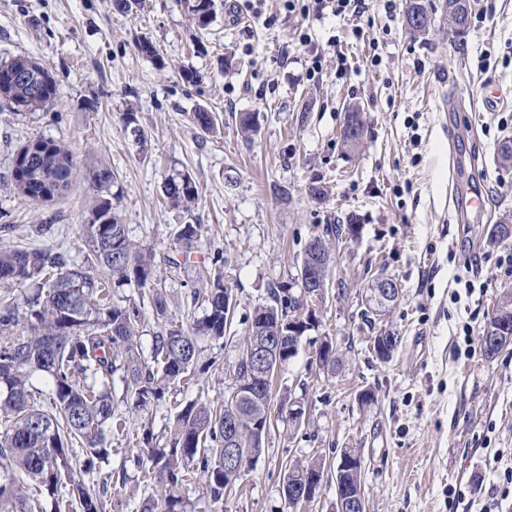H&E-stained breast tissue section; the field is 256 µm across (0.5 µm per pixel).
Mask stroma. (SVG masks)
<instances>
[{
	"label": "stroma",
	"instance_id": "1",
	"mask_svg": "<svg viewBox=\"0 0 512 512\" xmlns=\"http://www.w3.org/2000/svg\"><path fill=\"white\" fill-rule=\"evenodd\" d=\"M214 3L201 28L185 0H134L126 13L112 0H0V61L43 62L57 89L56 105L44 111L20 114L0 102V250L39 248L93 267L81 226L97 195L91 173L105 165L117 179L115 211L129 239L153 253L169 306L162 321L143 306L142 349L161 328L203 316L198 293L207 278L232 284L240 304L228 335L199 340L208 372L171 385L167 401L140 411L122 382L112 383L116 414L161 432L172 426L176 402L223 396L246 315L296 275L308 240L327 224L355 225L356 236L336 252L315 327L278 375L277 397L304 405L301 424L279 415L265 453L223 501L201 482L184 485L187 512H335L333 479L293 509L283 478L292 461L318 453L334 463L347 448L364 458L367 512H449L452 487L462 496L458 512H484L494 498L512 512L492 460L512 449V344L489 359L480 346L466 348L462 333L466 323L482 333L512 291V266L499 261L505 244L490 237L498 217L512 213V169L497 160L502 140L512 138V0H475L459 39L439 14L426 33L411 32L406 0H369L358 21L308 20L266 0L276 17L268 28L247 11L229 18L226 0ZM304 33L309 43H301ZM143 40L157 58L138 50ZM314 48L324 63L311 82L305 62ZM184 68L203 81H181ZM490 90L498 93L491 106ZM451 99L460 108L448 113ZM350 105L361 107L366 127L353 150L341 138ZM201 109L217 116L213 132L195 123ZM127 112L140 135L125 127ZM242 112L259 118L249 139L238 128ZM39 138L73 154L71 189L47 202L21 196L13 178L17 151ZM182 173L199 188L188 210L164 196L166 179ZM315 186L325 199L312 195ZM474 188L489 199L484 215L456 221L455 207ZM186 224L199 225L200 237L176 267V233ZM380 271L398 281L400 297L371 324L361 316L362 295ZM389 329L401 344L382 362L367 339ZM327 338L341 359L332 375L312 362L315 343ZM367 389L376 402L365 408L358 396ZM107 440L105 512H138L159 488L128 462L126 435L112 431Z\"/></svg>",
	"mask_w": 512,
	"mask_h": 512
}]
</instances>
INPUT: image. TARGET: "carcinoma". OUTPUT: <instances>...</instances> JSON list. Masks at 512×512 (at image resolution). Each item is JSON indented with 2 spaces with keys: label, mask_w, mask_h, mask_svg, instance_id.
<instances>
[{
  "label": "carcinoma",
  "mask_w": 512,
  "mask_h": 512,
  "mask_svg": "<svg viewBox=\"0 0 512 512\" xmlns=\"http://www.w3.org/2000/svg\"><path fill=\"white\" fill-rule=\"evenodd\" d=\"M188 11L201 27L213 18V0H188ZM443 14L452 13L458 27L454 36L465 35L472 11L470 0H441ZM27 79H14V71ZM0 83L7 85L16 112L50 108L56 101L53 76L42 63L17 56L0 63ZM71 175L72 159L62 144L51 142L48 156L38 153L25 157L28 173L15 179L16 189L29 199L43 190L41 172L47 164ZM95 185L110 192L112 171L103 166L92 172ZM165 196L175 207L190 208L199 190L188 174L169 178ZM84 234L93 247L101 272L113 284H135L146 290L153 302L156 319L167 318V304L158 292L157 274L151 251L133 243L125 225L119 223L112 199L100 197L91 206ZM352 224H328L323 233L311 237L316 245L306 244L297 274L314 267L320 275L314 289L323 291L334 262V243L354 236ZM198 238V225L185 224L177 233L182 248L190 250ZM35 281L41 283L30 300V333H17L15 308L0 311V512H33L39 502L23 495L27 482L52 498L53 512L79 507L81 512H103L99 493L87 486L84 476L99 472L100 464L112 453L104 429L112 426L126 431L127 421L116 417L112 404V377L122 373L126 395L134 408L164 400L169 386L184 378L208 371L211 363L200 362L198 339L224 337L234 319L224 304V290L230 284L216 277L205 289L207 310L203 318L187 328L163 329L153 336L150 356L142 357L138 348L142 316L135 305H121L104 299L103 280L81 267H70L62 256L42 249L0 251V284ZM300 278L271 289V303L256 307L247 317L240 348L252 339L262 338L278 324L297 320L303 331L314 327L304 313ZM508 322L512 329V293L504 294L489 325ZM326 351L319 354V369L336 372L339 359L336 345L324 341ZM41 373L49 379L46 394L34 389L31 377ZM236 392L222 402H187L178 412L169 435H159L146 425L132 437L137 449L135 460L161 492L145 499L139 512H185L183 499L175 489L201 479L215 502L223 500L231 480H239L261 453L266 434L274 426L272 417L273 374L259 376L253 364L242 360L232 366ZM82 445L79 468L71 464L72 446ZM240 448L239 474L224 470V449ZM325 460L314 456L288 468V484L307 485L309 494L292 506L315 498L322 486ZM335 478L340 494L362 495L361 467L342 469ZM69 485L67 500L57 497L61 483Z\"/></svg>",
  "instance_id": "cac0c4a2"
}]
</instances>
